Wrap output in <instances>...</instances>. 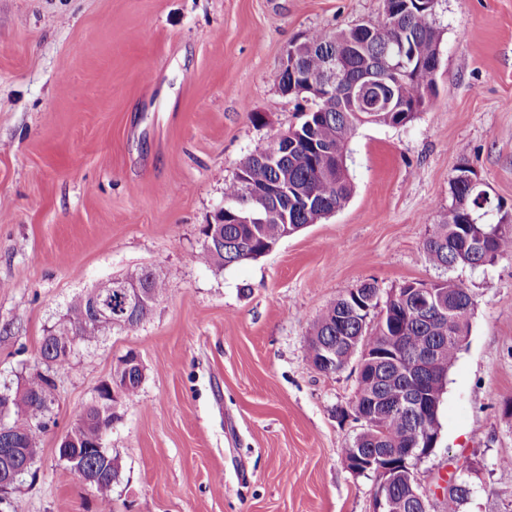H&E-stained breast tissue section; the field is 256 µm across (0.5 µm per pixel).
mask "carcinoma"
I'll return each instance as SVG.
<instances>
[{"label":"carcinoma","mask_w":512,"mask_h":512,"mask_svg":"<svg viewBox=\"0 0 512 512\" xmlns=\"http://www.w3.org/2000/svg\"><path fill=\"white\" fill-rule=\"evenodd\" d=\"M433 24L432 14L416 8L402 14L396 24L385 12L375 20L347 30H315L308 37L314 51L304 60L303 75L313 81L320 80L326 58L333 55L342 62L350 81H357L366 75H380L390 66L402 67L410 70V73L404 80L392 85L395 98L406 107L419 103L425 90L434 89L429 62L434 58L435 45L441 40V32ZM415 116L414 112H378L374 123L405 125ZM360 122L361 113L355 111L350 100L336 101V110L322 112L314 119V128L308 134L307 142H298L296 147L280 155L272 164L256 162L251 165L247 170L250 181L255 185H264L284 179L300 188L303 194L313 196L317 210L329 213L334 208L341 209L353 191L348 167L342 158L346 142ZM317 147L336 150V157L315 151ZM468 171V167H458L450 188L454 198L468 195L469 216L457 213L431 225L424 243L429 261L439 268L481 267L512 256V231L489 234L491 225L484 223L482 215L490 210L491 203L480 201L476 192L469 190L463 178ZM242 193L239 178L226 183L224 205L234 209L240 207ZM279 207L281 212L271 216L264 224L224 225L223 250H208L207 256L219 267L254 259L263 246L274 245L281 240L285 223L307 224L312 219V212L306 209L304 201L298 196L279 203ZM431 286L445 292L447 302L456 296L471 301V295L451 278L438 280ZM410 288L411 283L406 282L393 290L376 319L371 317L378 306L376 300L367 304L368 311L357 313L362 302L379 294V288L372 282L361 283L359 288L331 303L314 323L309 338V358L315 369L322 373L341 370L343 363L356 355L353 347L357 336L370 347V352L379 353L390 350L389 337L398 333L404 336L400 363H412L421 345L432 342L444 364L452 365L460 351L455 338L456 322L420 318L416 299L408 295ZM151 289V296L136 308L137 323L150 314L155 301L165 290V283L156 279ZM85 317V309L76 300L67 309L63 322L52 327L44 336L40 356L54 371L71 368L75 348L72 347L73 337L67 335V331L83 326ZM143 379L144 374L140 369L132 367L128 381L123 383L121 398L125 401L135 398ZM416 384L418 381L414 376L401 373L398 366L386 361L377 365L376 372L363 374L357 384L355 400L369 419L362 424V431L353 445L344 449L346 461L358 458L362 463L361 472L372 473L374 469L367 468V458L373 453L381 449L393 451L409 447L415 437L417 414L393 405V401ZM3 391L17 398L14 402L15 413L31 421L19 447L24 458L34 461L39 437L51 420L56 402L55 383L38 372L25 380L22 390L14 391L6 386ZM113 418L114 413L110 410L101 411L92 403L78 413L71 427L74 442L68 451L74 465L99 475L95 488L98 512H112L109 492L121 475L119 458L112 457L109 464L96 448L100 428L110 426ZM413 474L412 469L397 473L385 489L394 503L393 512H424L420 501L412 495ZM471 494L469 482L463 478L457 479L452 492L440 502L439 512H460Z\"/></svg>","instance_id":"cac0c4a2"}]
</instances>
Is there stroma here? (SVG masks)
<instances>
[{
    "mask_svg": "<svg viewBox=\"0 0 512 512\" xmlns=\"http://www.w3.org/2000/svg\"><path fill=\"white\" fill-rule=\"evenodd\" d=\"M384 0H0V384L42 369L40 347L99 282L166 284L151 315L78 347L56 374L55 424L10 512H96L56 448L126 353L138 396L106 438L122 475L113 512H373L374 474L343 450L354 366L317 371L311 328L365 281L469 290V334L448 372L428 488L470 482L462 512H512V257L444 269L423 244L455 170L512 211V0H438L436 92L404 126L363 123L335 214L264 256L219 267L203 229L224 185L299 125L276 82L288 45L376 18Z\"/></svg>",
    "mask_w": 512,
    "mask_h": 512,
    "instance_id": "35a3bbf8",
    "label": "stroma"
}]
</instances>
